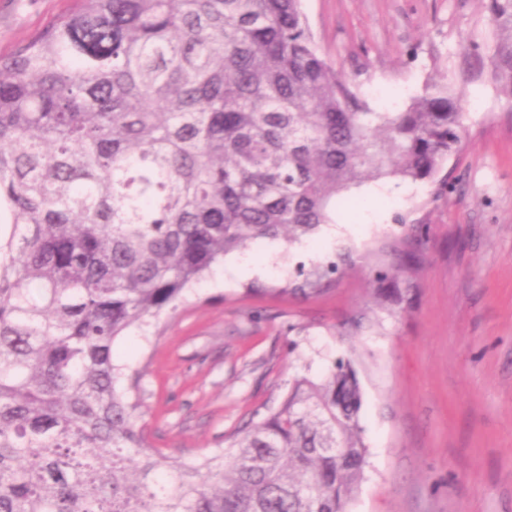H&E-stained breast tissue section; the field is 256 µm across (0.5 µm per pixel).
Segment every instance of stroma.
Here are the masks:
<instances>
[{"mask_svg": "<svg viewBox=\"0 0 512 512\" xmlns=\"http://www.w3.org/2000/svg\"><path fill=\"white\" fill-rule=\"evenodd\" d=\"M72 0H0V54ZM325 56L377 112L447 76L468 111L461 150L435 181L384 179L295 242L227 255L175 310L113 344L120 390L155 448L192 462L275 407L292 378L351 361L369 466L352 512H512V97L473 67L495 32L480 0H303ZM415 234L409 302L382 309L371 281ZM339 271L297 292L296 271ZM245 263L248 275L230 266Z\"/></svg>", "mask_w": 512, "mask_h": 512, "instance_id": "obj_1", "label": "stroma"}]
</instances>
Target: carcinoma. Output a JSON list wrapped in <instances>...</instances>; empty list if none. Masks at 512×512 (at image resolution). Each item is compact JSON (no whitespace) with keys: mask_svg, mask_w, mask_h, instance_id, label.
<instances>
[{"mask_svg":"<svg viewBox=\"0 0 512 512\" xmlns=\"http://www.w3.org/2000/svg\"><path fill=\"white\" fill-rule=\"evenodd\" d=\"M74 2L0 55V512H349L368 466L350 363L295 377L186 463L137 426L112 345L225 255L328 223L351 188L435 179L463 96L430 81L373 111L302 0ZM484 2L498 38L474 67L512 96V0ZM416 245L374 282L411 273ZM337 272L302 268L298 289Z\"/></svg>","mask_w":512,"mask_h":512,"instance_id":"carcinoma-1","label":"carcinoma"}]
</instances>
